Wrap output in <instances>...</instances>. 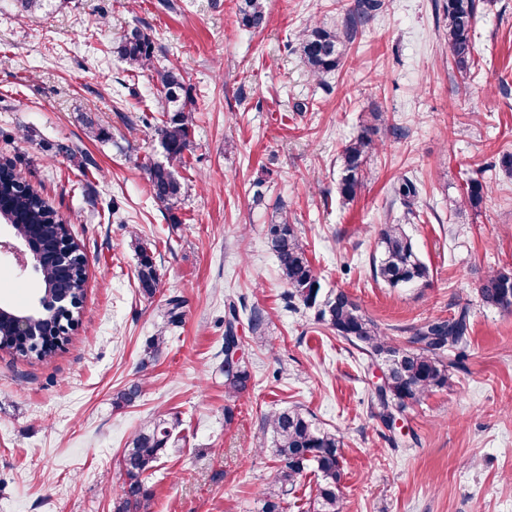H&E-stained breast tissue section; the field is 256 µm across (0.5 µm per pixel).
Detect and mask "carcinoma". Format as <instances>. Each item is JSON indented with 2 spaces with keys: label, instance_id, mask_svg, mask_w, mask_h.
<instances>
[{
  "label": "carcinoma",
  "instance_id": "obj_1",
  "mask_svg": "<svg viewBox=\"0 0 512 512\" xmlns=\"http://www.w3.org/2000/svg\"><path fill=\"white\" fill-rule=\"evenodd\" d=\"M380 0H357L349 12L345 31L321 25L305 28L297 51L312 76L322 78L339 67L353 40L355 26L372 12L380 9ZM237 14L242 27L259 32L266 27V0H238ZM446 40L448 49L459 72H467L473 63V25L476 0H445ZM113 53L127 65L134 75L144 70L153 71V81L163 94L161 118L157 126L161 145L168 163H150L143 166L151 198L166 211L179 209L182 204L183 185L175 175V165L183 162L184 152L190 145L193 122L192 111L187 109L184 79L180 69L153 66V44L138 29H132L113 46ZM381 113L368 114L360 131L342 149L338 157L337 193L342 203L353 202L364 187L367 162L376 149L375 135ZM406 209L405 218L415 216L419 197L418 186L404 179L394 187ZM485 196L484 184L473 178L467 182L465 194L453 204L479 208ZM19 203L16 215L24 224L42 226L43 234L51 239L66 235L54 211L46 202L25 192L23 180L9 165H0V202ZM381 252L372 258V271L392 288L415 285L428 277V267L418 256L410 236L401 224H385L380 229ZM266 236L279 269L288 285V297L308 307L317 301L321 288L319 274L307 257L303 239L294 224L284 218L267 225ZM139 263L138 287L143 295L152 298L157 292L159 276L152 256L146 248L136 244ZM483 304L503 311H512V271L497 270L489 273L478 287ZM183 300L171 296L163 312L164 329L152 337L144 349L141 366L148 365L167 346L171 337L167 329L181 323ZM318 321L326 324L337 336L348 341L372 364L383 372L376 389L380 416L388 425H394L397 416L424 396L451 385V363L445 352L463 348L468 341L470 325L468 308L462 307L452 317L429 320L413 330L409 344L400 345L385 336L350 296L338 290L325 297L318 305ZM239 311L234 300L225 304L224 313V389L230 398H236L247 387L250 373L243 355L241 338L236 334ZM0 349L22 356L45 358L30 340L0 331ZM141 394L138 383L117 393L113 404L122 408L132 404ZM265 425L270 430L274 445L272 454L279 462L278 487L262 493L261 512H283L284 496L294 492L298 479L310 469L317 476L314 504L315 512H340L341 455L337 435L320 427L312 416L299 407H290L268 415ZM179 421L154 420L140 428L124 449L121 465L125 475L122 494L115 502V512H151V494L144 480L153 471L167 450L173 447Z\"/></svg>",
  "mask_w": 512,
  "mask_h": 512
}]
</instances>
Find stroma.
Listing matches in <instances>:
<instances>
[{
  "label": "stroma",
  "instance_id": "35a3bbf8",
  "mask_svg": "<svg viewBox=\"0 0 512 512\" xmlns=\"http://www.w3.org/2000/svg\"><path fill=\"white\" fill-rule=\"evenodd\" d=\"M355 2L267 0V26L253 32L236 0H46L35 12L0 0V161L67 222L88 264L62 349L43 360L0 351V512H113L123 450L159 418L179 419L180 441L145 481L152 512H260L277 470L264 418L292 406L341 438L342 512H512V312L476 294L489 271L512 269V178L496 166L512 152V0H479L468 75L444 40L443 0H384L338 69L314 79L299 36L312 22L341 26ZM135 28L156 65L181 67L195 100L173 215L143 170L165 159L150 123L160 95L150 72L129 77L112 51ZM376 107L387 122L369 180L345 205L336 157ZM472 178L484 203L452 210ZM403 179L420 188L419 217L405 225L429 278L391 288L371 262L382 225L404 223ZM283 217L323 289L346 291L399 342L468 307L450 387L383 423L370 359L288 300L266 238ZM139 242L159 273L151 298L136 280ZM34 288L0 252V303ZM173 295L182 321L141 366ZM229 298L263 322L257 333L248 319L238 326L251 378L233 403L221 372ZM137 382L140 397L115 407Z\"/></svg>",
  "mask_w": 512,
  "mask_h": 512
}]
</instances>
